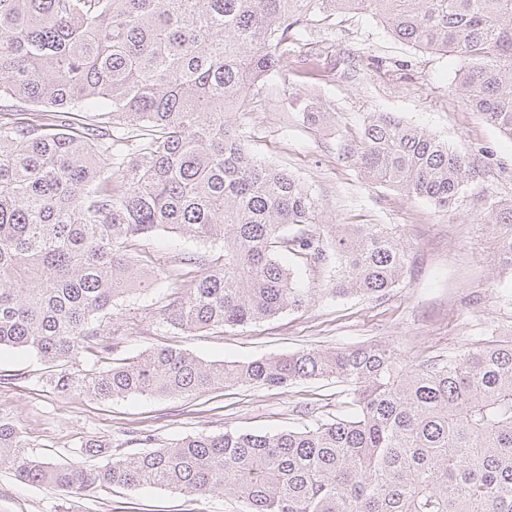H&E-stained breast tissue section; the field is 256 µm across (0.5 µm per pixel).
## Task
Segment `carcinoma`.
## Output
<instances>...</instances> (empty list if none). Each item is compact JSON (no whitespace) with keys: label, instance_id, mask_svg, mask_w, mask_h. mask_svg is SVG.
<instances>
[{"label":"carcinoma","instance_id":"obj_1","mask_svg":"<svg viewBox=\"0 0 512 512\" xmlns=\"http://www.w3.org/2000/svg\"><path fill=\"white\" fill-rule=\"evenodd\" d=\"M377 18L393 38L458 60L455 88L512 137V0H0V348L62 364L60 392L193 395L334 379L336 413L301 428L198 434L87 468L31 458L0 422V466L62 493L157 486L222 490L247 512H512V340L403 364L379 344L306 348L244 364L169 347L107 371L112 306L153 277L125 252L159 230L224 243V264L170 294L162 322L246 327L302 306L295 267L333 291L380 299L410 244L391 224H330L321 198L252 156L224 114L279 72L310 17ZM371 184L440 208L479 179L448 143L369 112L340 145ZM499 262L512 270V201L483 189Z\"/></svg>","mask_w":512,"mask_h":512}]
</instances>
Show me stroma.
Returning a JSON list of instances; mask_svg holds the SVG:
<instances>
[{
  "label": "stroma",
  "instance_id": "stroma-1",
  "mask_svg": "<svg viewBox=\"0 0 512 512\" xmlns=\"http://www.w3.org/2000/svg\"><path fill=\"white\" fill-rule=\"evenodd\" d=\"M454 57L426 53L391 37L368 14L309 21L305 42L280 72L259 86L243 111L227 116L231 132L267 164L287 169L311 188L336 224H396L412 245L402 283L384 299L336 295L322 268H302L311 294L302 307L245 328L189 334L160 323L171 290L168 276L199 277L222 264L221 244L159 231L129 242L128 249L164 277L112 309L106 330L109 358L82 351V363L107 366L159 347L189 352L205 361L248 362L302 348L333 351L375 343L405 361L432 358L477 341L487 329L512 338V273L494 263L496 241L473 194L448 209L367 183L342 156L340 135L356 133L366 113L388 112L466 153L484 171L482 186L512 200V137L472 112L455 90ZM327 113L312 125L305 109ZM197 264H186V256ZM36 353L0 351V420L20 425L28 452L61 464L100 466L115 455L139 451V438L155 445L186 436L276 432L302 423L303 406L335 412L339 384L316 380L287 389L218 387L191 396H126L102 400L88 391L60 393L46 380ZM94 441L105 448L90 457ZM172 497L176 512H243L223 492L206 497L170 495L160 487L61 494L48 485L19 480L0 467V512H148Z\"/></svg>",
  "mask_w": 512,
  "mask_h": 512
}]
</instances>
